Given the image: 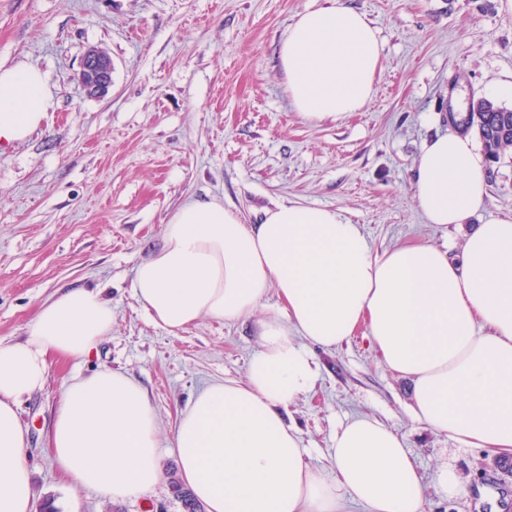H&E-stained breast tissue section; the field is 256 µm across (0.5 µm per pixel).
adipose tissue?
<instances>
[{"label": "adipose tissue", "instance_id": "ef3b65f1", "mask_svg": "<svg viewBox=\"0 0 512 512\" xmlns=\"http://www.w3.org/2000/svg\"><path fill=\"white\" fill-rule=\"evenodd\" d=\"M288 98L307 121L363 111L382 44L366 16L334 0L308 9L278 47ZM50 92L34 66H0V143L25 140ZM485 155L468 134L428 140L412 189L428 223L464 228L461 252L424 243L375 254L338 211L292 203L245 224L217 201L169 217L132 288L170 334L201 317L231 323L269 292L245 381H215L182 411L171 446L208 512H425L427 486L403 437L368 415L333 438L329 473L306 458L284 411L315 384L312 346L332 350L366 327L383 363L411 384L412 417L449 439L512 453V217L469 220L487 196ZM112 330L100 292L69 288L41 304L21 341L0 343V512H31L32 468L21 401L45 383L49 359L87 357ZM159 421L146 390L102 369L65 381L50 428L56 465L111 499L160 480Z\"/></svg>", "mask_w": 512, "mask_h": 512}]
</instances>
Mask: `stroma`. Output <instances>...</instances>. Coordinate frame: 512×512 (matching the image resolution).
Listing matches in <instances>:
<instances>
[{"label": "stroma", "instance_id": "35a3bbf8", "mask_svg": "<svg viewBox=\"0 0 512 512\" xmlns=\"http://www.w3.org/2000/svg\"><path fill=\"white\" fill-rule=\"evenodd\" d=\"M383 43L372 102L341 119L309 122L285 92L278 44L297 15L329 0H0V63L45 73L43 123L0 148V342L23 339L59 291L100 285L112 331L83 359L54 357L21 405L33 505L57 512H182L166 478L113 502L58 469L48 429L64 381L103 368L136 379L162 442L197 391L246 378L259 315L204 317L179 334L156 325L135 297L136 267L189 200H215L255 224L281 203L327 207L360 227L377 253L429 243L457 252L462 232L427 223L412 177L424 143L451 132L449 112L493 82H512V15L499 0H345ZM112 59V85L90 97L78 75L88 48ZM512 216V153L493 165L474 223ZM315 388L289 405L312 464L329 467L332 437L366 414L405 440L428 487L426 512H483L488 484L512 495V467L419 424L406 379L380 359L365 328L335 349H312ZM450 469L466 492L438 487Z\"/></svg>", "mask_w": 512, "mask_h": 512}]
</instances>
